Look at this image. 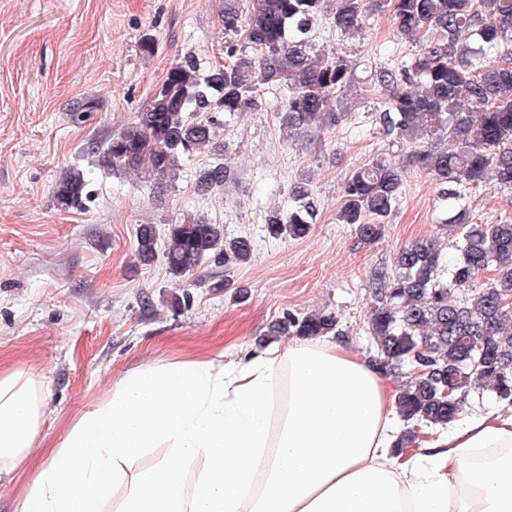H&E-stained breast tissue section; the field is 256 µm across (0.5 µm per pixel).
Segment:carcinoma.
<instances>
[{
  "label": "carcinoma",
  "instance_id": "cac0c4a2",
  "mask_svg": "<svg viewBox=\"0 0 512 512\" xmlns=\"http://www.w3.org/2000/svg\"><path fill=\"white\" fill-rule=\"evenodd\" d=\"M327 0H224V62L202 68L185 57L171 68L134 121L112 136L102 164L145 171L166 180L181 162L219 149L224 118L268 108L264 89L285 86L280 108L290 130L336 124L335 97L356 87V63L342 52L316 48L311 31ZM396 31L419 49L394 67L374 71V85L388 91L379 130L392 145H415L412 163L439 185L451 216L440 229L457 237L459 257L445 260L437 237L400 248L394 266L373 272L374 298L368 331L377 347L376 367L385 374L421 367L400 390L398 413L406 430L394 448L402 451L416 430L446 428L459 420L471 391L486 390L512 407V223L473 224L465 207L453 204L461 189L488 179L512 188V0H384ZM369 0H333L336 33L362 30ZM479 42L470 44L472 35ZM223 163L200 171L197 192L224 186ZM404 172L382 156L359 167L343 184L337 214L360 240L379 241L398 203ZM85 173L68 169L54 191L64 210L81 205ZM291 206L269 212L265 224L274 238L304 237L316 205L305 184L290 192ZM157 251L153 226L137 233V253L151 261ZM252 254L246 236L226 238L218 224L193 213L170 225L163 257L169 273L185 277L203 261L242 264ZM494 268L496 278L476 289L479 274ZM333 313L287 312L270 328L273 336L337 333Z\"/></svg>",
  "mask_w": 512,
  "mask_h": 512
}]
</instances>
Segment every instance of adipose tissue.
Instances as JSON below:
<instances>
[{
    "label": "adipose tissue",
    "instance_id": "adipose-tissue-1",
    "mask_svg": "<svg viewBox=\"0 0 512 512\" xmlns=\"http://www.w3.org/2000/svg\"><path fill=\"white\" fill-rule=\"evenodd\" d=\"M397 397L343 338L134 369L72 425L22 512H512V408L404 456ZM42 401L30 370L0 371V480Z\"/></svg>",
    "mask_w": 512,
    "mask_h": 512
}]
</instances>
